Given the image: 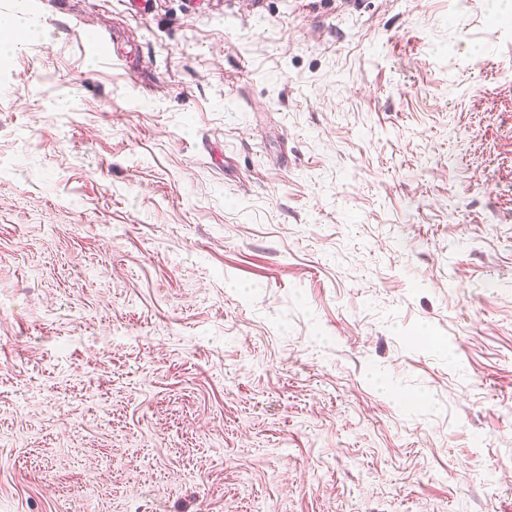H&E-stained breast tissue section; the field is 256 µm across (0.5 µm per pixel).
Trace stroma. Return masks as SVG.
<instances>
[{
  "label": "stroma",
  "mask_w": 512,
  "mask_h": 512,
  "mask_svg": "<svg viewBox=\"0 0 512 512\" xmlns=\"http://www.w3.org/2000/svg\"><path fill=\"white\" fill-rule=\"evenodd\" d=\"M0 512H512V5L0 0Z\"/></svg>",
  "instance_id": "stroma-1"
}]
</instances>
